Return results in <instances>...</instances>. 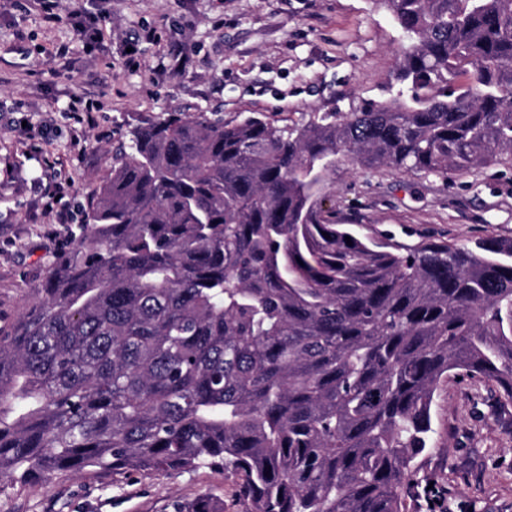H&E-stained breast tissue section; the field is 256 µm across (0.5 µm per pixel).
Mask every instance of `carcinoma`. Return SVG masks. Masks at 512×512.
Returning a JSON list of instances; mask_svg holds the SVG:
<instances>
[{
  "mask_svg": "<svg viewBox=\"0 0 512 512\" xmlns=\"http://www.w3.org/2000/svg\"><path fill=\"white\" fill-rule=\"evenodd\" d=\"M376 2L407 40L389 99L128 130L0 327L1 479L217 467L241 512H408L440 383L512 402V239H362L318 189L339 156L443 177L512 160V0Z\"/></svg>",
  "mask_w": 512,
  "mask_h": 512,
  "instance_id": "cac0c4a2",
  "label": "carcinoma"
}]
</instances>
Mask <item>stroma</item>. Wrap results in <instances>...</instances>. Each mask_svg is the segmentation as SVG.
Instances as JSON below:
<instances>
[{"instance_id": "stroma-1", "label": "stroma", "mask_w": 512, "mask_h": 512, "mask_svg": "<svg viewBox=\"0 0 512 512\" xmlns=\"http://www.w3.org/2000/svg\"><path fill=\"white\" fill-rule=\"evenodd\" d=\"M0 0V326L18 321L52 260L79 233L112 148L157 112H262L292 124L313 112H351L390 97L403 32L375 0ZM105 19L89 48L69 17ZM67 47L64 56L55 53ZM93 101L94 125L66 114ZM49 139L34 148L27 128ZM74 221L56 224L53 185ZM325 208L362 233L406 245L512 238V164L442 176L364 172L338 160ZM433 446L415 465L409 512H512V403L472 378L434 395ZM209 493L235 507L223 469L118 476L92 469L49 482H0V512H171Z\"/></svg>"}]
</instances>
